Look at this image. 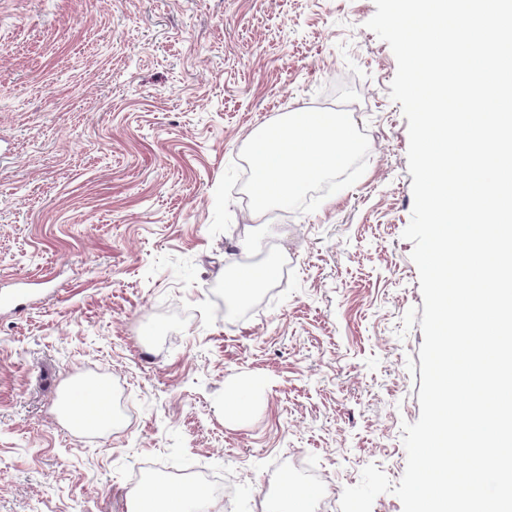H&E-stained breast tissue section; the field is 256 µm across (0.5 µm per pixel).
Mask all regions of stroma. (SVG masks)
I'll use <instances>...</instances> for the list:
<instances>
[{
    "mask_svg": "<svg viewBox=\"0 0 512 512\" xmlns=\"http://www.w3.org/2000/svg\"><path fill=\"white\" fill-rule=\"evenodd\" d=\"M374 0H0V512H130L143 467L202 465L223 512H312L406 467L423 298L408 120ZM350 112L364 175L256 216L249 135ZM258 233L263 248L245 253ZM274 258L247 305L226 276ZM102 389L128 413L73 428Z\"/></svg>",
    "mask_w": 512,
    "mask_h": 512,
    "instance_id": "obj_1",
    "label": "stroma"
}]
</instances>
